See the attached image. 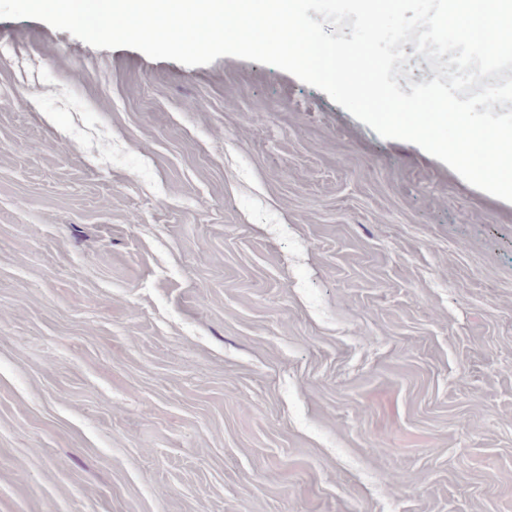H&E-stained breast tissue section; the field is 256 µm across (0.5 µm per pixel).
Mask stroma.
I'll list each match as a JSON object with an SVG mask.
<instances>
[{
	"instance_id": "35a3bbf8",
	"label": "stroma",
	"mask_w": 512,
	"mask_h": 512,
	"mask_svg": "<svg viewBox=\"0 0 512 512\" xmlns=\"http://www.w3.org/2000/svg\"><path fill=\"white\" fill-rule=\"evenodd\" d=\"M0 512H512V203L274 67L0 19Z\"/></svg>"
}]
</instances>
